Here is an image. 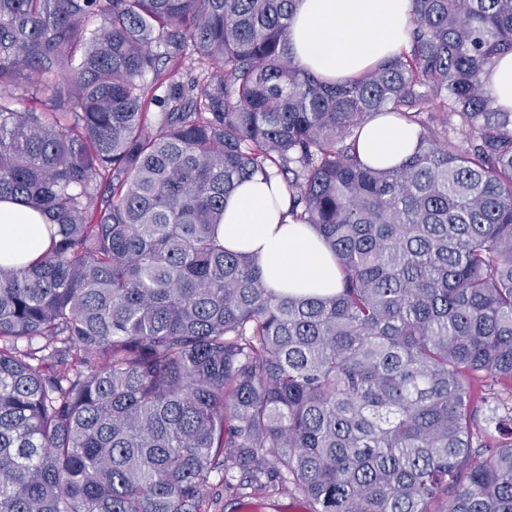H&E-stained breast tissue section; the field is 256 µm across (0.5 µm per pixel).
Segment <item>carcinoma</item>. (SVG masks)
Here are the masks:
<instances>
[{
    "instance_id": "carcinoma-1",
    "label": "carcinoma",
    "mask_w": 512,
    "mask_h": 512,
    "mask_svg": "<svg viewBox=\"0 0 512 512\" xmlns=\"http://www.w3.org/2000/svg\"><path fill=\"white\" fill-rule=\"evenodd\" d=\"M295 5L0 0V200L48 220L0 266V512H205L219 483L512 512V111L483 80L512 0H412L407 46L336 81L296 63ZM376 115L404 163L361 159ZM255 176L337 293L224 247ZM415 146V131L392 117L371 118L362 128L360 148L371 165L398 166L413 154Z\"/></svg>"
}]
</instances>
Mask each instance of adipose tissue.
Returning <instances> with one entry per match:
<instances>
[{"label":"adipose tissue","mask_w":512,"mask_h":512,"mask_svg":"<svg viewBox=\"0 0 512 512\" xmlns=\"http://www.w3.org/2000/svg\"><path fill=\"white\" fill-rule=\"evenodd\" d=\"M411 0H298L289 28L296 62L327 79L363 74L399 50L411 28ZM414 130L389 116L369 119L360 148L374 166L413 154ZM277 179L243 182L224 202L227 249L249 255L269 287L284 293H335L341 274L316 232L295 223ZM45 216L0 201V265H23L44 251Z\"/></svg>","instance_id":"adipose-tissue-1"}]
</instances>
